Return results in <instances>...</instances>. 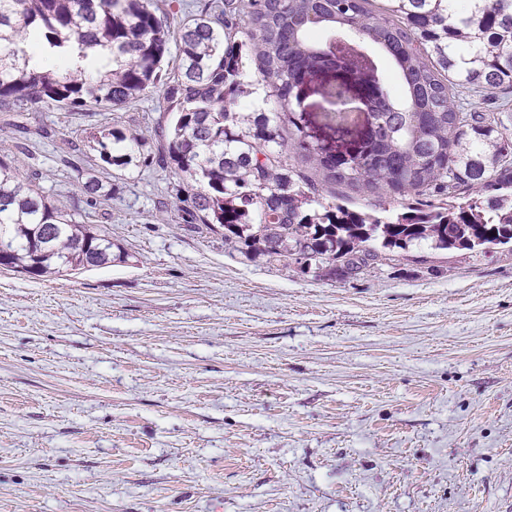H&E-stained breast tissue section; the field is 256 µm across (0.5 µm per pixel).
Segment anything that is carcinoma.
I'll use <instances>...</instances> for the list:
<instances>
[{
	"label": "carcinoma",
	"mask_w": 512,
	"mask_h": 512,
	"mask_svg": "<svg viewBox=\"0 0 512 512\" xmlns=\"http://www.w3.org/2000/svg\"><path fill=\"white\" fill-rule=\"evenodd\" d=\"M320 32L377 52L397 80L379 81L375 135L346 157L306 141L295 112L324 65ZM151 91L168 103L156 163L181 180L183 220L247 258L357 278L414 243H512V0H199L175 31L155 0H0V110L16 129L32 107L122 108ZM475 95L488 111L472 110ZM92 140L110 167L143 147L132 129ZM328 185L402 211H353ZM80 190L112 196L92 173ZM90 218L0 157V268L62 277L112 263Z\"/></svg>",
	"instance_id": "obj_1"
}]
</instances>
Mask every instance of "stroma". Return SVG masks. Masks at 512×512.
Masks as SVG:
<instances>
[{"label": "stroma", "mask_w": 512, "mask_h": 512, "mask_svg": "<svg viewBox=\"0 0 512 512\" xmlns=\"http://www.w3.org/2000/svg\"><path fill=\"white\" fill-rule=\"evenodd\" d=\"M334 82L300 107L332 147ZM165 103L0 112V156L85 206L89 135L162 144ZM124 262L0 271V512H504L512 247L421 243L357 278L246 259L179 215L173 169L99 171Z\"/></svg>", "instance_id": "1"}]
</instances>
